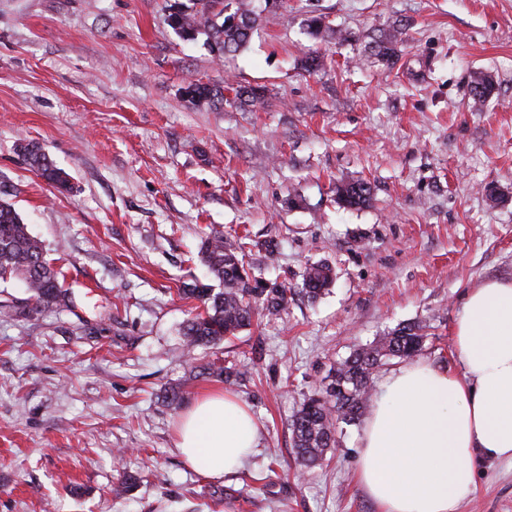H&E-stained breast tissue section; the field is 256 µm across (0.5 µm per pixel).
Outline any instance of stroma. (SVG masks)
Returning a JSON list of instances; mask_svg holds the SVG:
<instances>
[{
    "label": "stroma",
    "mask_w": 512,
    "mask_h": 512,
    "mask_svg": "<svg viewBox=\"0 0 512 512\" xmlns=\"http://www.w3.org/2000/svg\"><path fill=\"white\" fill-rule=\"evenodd\" d=\"M172 0H0V189L62 273L68 307L0 316V512H379L356 476L362 424L302 470L290 419L336 361L423 323L419 352L459 377L453 326L469 288L512 279V0H285L216 59L168 24ZM323 17L330 33L308 32ZM402 33L395 64L370 52ZM322 55L309 73L306 57ZM487 75L495 91L474 104ZM258 87L253 109L195 106V82ZM40 144L59 193L24 161ZM360 179L367 207L336 201ZM253 241L286 313L186 361L212 231ZM336 282L297 293L305 267ZM246 367L233 386L206 363ZM180 387L171 406L165 394ZM228 388L260 425L219 479L193 472L175 426ZM137 476L133 490L113 485ZM459 512H512V463L478 467ZM20 152L31 169L48 184L55 187L59 192L70 189L68 174L58 168L40 146L28 142L20 146ZM335 277V271L329 264L309 265L302 274L304 288H301L300 293L309 299H317L333 284Z\"/></svg>",
    "instance_id": "obj_1"
}]
</instances>
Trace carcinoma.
<instances>
[{
	"mask_svg": "<svg viewBox=\"0 0 512 512\" xmlns=\"http://www.w3.org/2000/svg\"><path fill=\"white\" fill-rule=\"evenodd\" d=\"M169 9V26L181 38L196 41L205 37L204 44L219 58L248 44L259 17L244 0H174ZM237 14L246 17L248 23L241 29L226 26L227 19ZM401 35L394 30L381 36L372 46V55L386 62L394 60ZM226 88L234 92L233 103L241 108L263 103L261 90L241 85L224 88L191 83L185 94L194 102L221 109ZM494 89L492 79L477 78L471 87L474 102H485ZM20 152L48 184L60 192L70 189L68 174L40 146L28 142L20 146ZM336 199L346 207H362L370 202L371 190L364 181L344 183L336 189ZM249 250L250 243L237 235L216 232L202 239L199 253L207 271L206 282L184 281L178 288L183 298L203 304V310L184 325L188 348L216 345L251 326L255 316L277 317L286 309L290 289L250 286L246 263ZM335 277L330 265L312 264L303 271L301 293L314 300L333 284ZM15 278L25 283L33 302L31 310L35 312L58 310L70 302L69 293L60 284L59 272L45 259L42 242L30 234L11 204L0 201V280ZM426 339L425 325H402L331 366L329 383L303 402L291 422L294 448L305 465L315 464L336 447L340 424L360 420L369 406L378 369L391 359H412L423 349Z\"/></svg>",
	"mask_w": 512,
	"mask_h": 512,
	"instance_id": "cac0c4a2",
	"label": "carcinoma"
}]
</instances>
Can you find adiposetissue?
Masks as SVG:
<instances>
[{
    "instance_id": "1",
    "label": "adipose tissue",
    "mask_w": 512,
    "mask_h": 512,
    "mask_svg": "<svg viewBox=\"0 0 512 512\" xmlns=\"http://www.w3.org/2000/svg\"><path fill=\"white\" fill-rule=\"evenodd\" d=\"M453 336L463 377L419 361L372 400L357 478L380 512H457L479 462L512 460V280L467 290ZM258 436L250 409L221 392L194 402L176 432L187 465L211 478L241 466Z\"/></svg>"
}]
</instances>
